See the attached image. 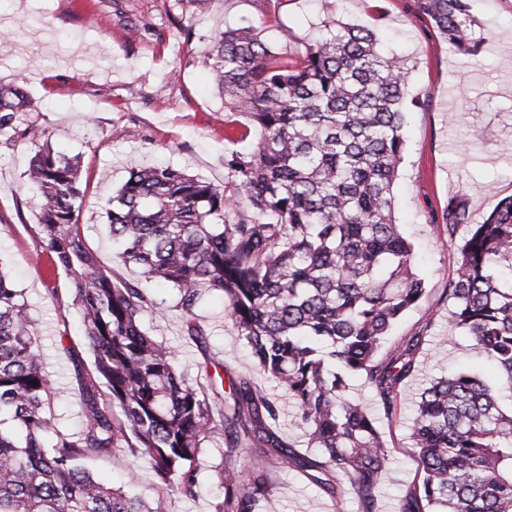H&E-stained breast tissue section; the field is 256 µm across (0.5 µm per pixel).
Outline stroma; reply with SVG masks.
I'll return each mask as SVG.
<instances>
[{
    "instance_id": "1",
    "label": "stroma",
    "mask_w": 512,
    "mask_h": 512,
    "mask_svg": "<svg viewBox=\"0 0 512 512\" xmlns=\"http://www.w3.org/2000/svg\"><path fill=\"white\" fill-rule=\"evenodd\" d=\"M470 5L483 38L477 65L449 49L427 19L415 16L411 0H198L192 7L181 0H0V36L6 38L0 43V84L26 87L34 109L25 118L44 132L38 142L0 129V268L23 293L60 428L74 432L81 426L75 366L91 367L93 359L69 280L37 235L38 200L26 181L41 143L81 164L86 193L80 222L100 264L118 278L138 280V269L117 258L103 210L129 171L168 164L220 184L233 138L243 135L252 143L258 137L245 116L224 110L205 56L211 41L225 27L249 25L291 57L324 33L327 22L359 25L413 61L410 93L421 100L406 116L396 217L415 247L428 296L400 320L392 338L422 330L427 343L420 371L404 391L400 419L378 421L394 448L380 484L382 512H396L417 470L409 406L423 380L449 374L463 363L493 372L470 341L448 327L452 305L444 290L456 246L432 231L450 196L465 197L478 222L512 195V0H470ZM476 125L484 137L475 145L470 130ZM145 291L153 308L143 322L158 327L189 382L204 384L208 371L223 364L226 375L248 379L278 400V433L306 448L293 404L255 369L231 326L222 292H205L197 305L193 319L204 336L194 342L186 334L185 316L173 307V290L149 284ZM158 307L166 311L160 321L154 313ZM260 455L249 445L227 451L221 436H213L202 455L196 496L170 495L168 512H214L224 494L217 471L227 463L250 468ZM96 468L116 485L134 470L140 491L150 498L158 495L149 458L130 448L113 449ZM272 478L273 495L264 512H360L351 493L331 497L300 471L277 469Z\"/></svg>"
}]
</instances>
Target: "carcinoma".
Instances as JSON below:
<instances>
[{"label": "carcinoma", "instance_id": "1", "mask_svg": "<svg viewBox=\"0 0 512 512\" xmlns=\"http://www.w3.org/2000/svg\"><path fill=\"white\" fill-rule=\"evenodd\" d=\"M458 51L482 44L469 0H412ZM208 60L224 111L260 130L224 155L216 185L169 165L134 168L107 201L119 259L175 292L190 316L202 290L224 293L257 369L281 386L308 436L309 456L271 426L275 401L230 380L221 411L230 449L299 470L361 512H381L380 480L392 448L371 412L351 398L361 378L388 422L418 371L424 332L386 347L393 325L428 295L414 247L395 218L394 183L406 146L407 58L381 51L365 28L332 23L296 58L274 54L253 28H226ZM33 105L20 84L0 85V127L39 139L17 114ZM79 161L41 149L28 182L40 199L42 248L70 278L93 368L76 364L83 425L59 430L51 386L21 291L0 269V512H165L133 488L107 485L91 465L125 444L147 456L161 489L196 494L199 457L213 437V407L186 381L176 353L142 322V288L116 278L87 245ZM249 210H240L241 201ZM445 296L451 329L493 360L497 380L468 370L423 389L413 420L418 470L398 512H512V196L479 224L448 198L437 236L456 239ZM215 512H257L272 495L266 468L217 472Z\"/></svg>", "mask_w": 512, "mask_h": 512}]
</instances>
